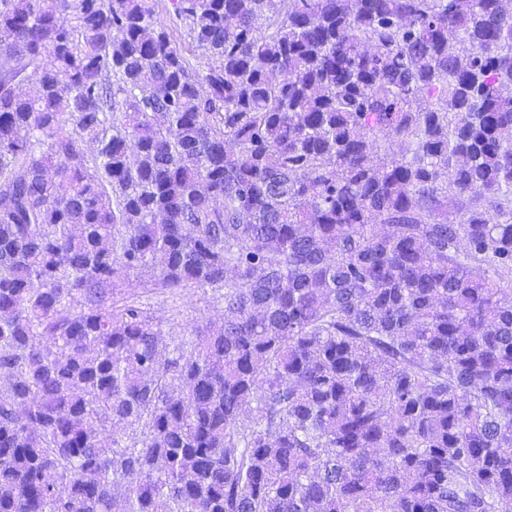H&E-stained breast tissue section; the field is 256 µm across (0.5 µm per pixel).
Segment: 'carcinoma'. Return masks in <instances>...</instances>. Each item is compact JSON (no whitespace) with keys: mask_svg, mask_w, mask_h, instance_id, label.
Here are the masks:
<instances>
[{"mask_svg":"<svg viewBox=\"0 0 512 512\" xmlns=\"http://www.w3.org/2000/svg\"><path fill=\"white\" fill-rule=\"evenodd\" d=\"M171 2L0 0V512H512V0ZM148 6L153 10V15L161 24H165L174 29V37L177 46L182 49L186 56L189 58L191 65L194 68H202L204 66L205 58L200 51L195 50L190 44V39L187 35V28L180 22H174L169 17V10H171L170 0H146ZM139 300L150 314L159 322L165 339H181L194 326H202L206 322L220 323L224 319V308L217 301L209 288L184 290L170 293L163 289L136 290Z\"/></svg>","mask_w":512,"mask_h":512,"instance_id":"carcinoma-1","label":"carcinoma"}]
</instances>
